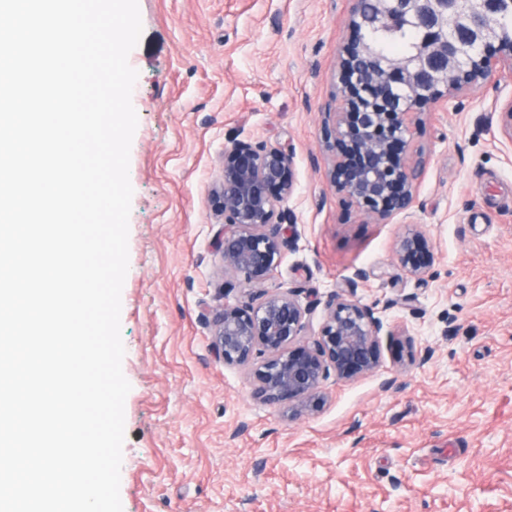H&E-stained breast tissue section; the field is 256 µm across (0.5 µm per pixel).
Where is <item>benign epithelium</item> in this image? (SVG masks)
I'll use <instances>...</instances> for the list:
<instances>
[{
  "mask_svg": "<svg viewBox=\"0 0 512 512\" xmlns=\"http://www.w3.org/2000/svg\"><path fill=\"white\" fill-rule=\"evenodd\" d=\"M373 22L355 0L353 37L340 55L332 122L324 127L331 156L329 179L345 201L378 224L410 218L416 204L414 181L422 160L413 159V116L422 109L452 104L465 90L512 76V0H375ZM422 32L416 56L381 61L368 31L385 28L398 16ZM450 15L459 18L444 24ZM291 147L233 143L215 203L224 225L212 246L224 265L249 288L244 300L224 304L214 318L212 350L226 364L247 365L260 353L255 393L271 404L317 409L322 382L330 373L350 380L380 364L382 319L371 306L337 291L325 303L318 334L302 340L316 302L302 304L292 288L269 291L262 284L277 268L282 250L296 234L280 209L294 191ZM401 267L419 279L429 275L430 245L415 225L396 242Z\"/></svg>",
  "mask_w": 512,
  "mask_h": 512,
  "instance_id": "1",
  "label": "benign epithelium"
}]
</instances>
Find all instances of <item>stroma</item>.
Listing matches in <instances>:
<instances>
[{"instance_id":"stroma-1","label":"stroma","mask_w":512,"mask_h":512,"mask_svg":"<svg viewBox=\"0 0 512 512\" xmlns=\"http://www.w3.org/2000/svg\"><path fill=\"white\" fill-rule=\"evenodd\" d=\"M353 6L139 0L123 512H512V80L420 115L414 221L433 266L418 280L395 258L402 218L374 223L326 177ZM236 140L293 149L297 236L266 288L383 308L379 367L328 377L309 414L264 402L253 366L212 351L216 312L244 291L211 248Z\"/></svg>"}]
</instances>
